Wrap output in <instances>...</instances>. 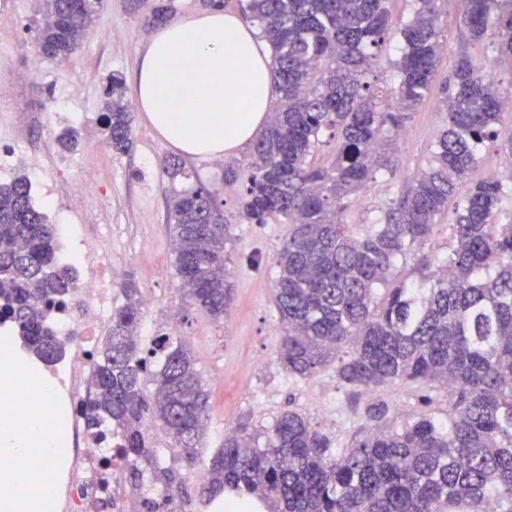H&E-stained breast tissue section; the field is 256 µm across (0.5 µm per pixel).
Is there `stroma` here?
<instances>
[{
  "label": "stroma",
  "mask_w": 512,
  "mask_h": 512,
  "mask_svg": "<svg viewBox=\"0 0 512 512\" xmlns=\"http://www.w3.org/2000/svg\"><path fill=\"white\" fill-rule=\"evenodd\" d=\"M9 5L19 24L0 27V70L14 72L30 108L17 109L0 99V141L23 128L22 144L38 162L30 171L32 200L61 223L82 225L112 253L115 284L133 282L141 295L151 296L141 322L143 340L177 327L196 361L211 395V411L202 455L216 450L225 426L249 424L263 428L284 411L306 414L336 448H348L364 426V410L371 398L387 401L391 414L405 420L418 412L412 389L384 387L376 394L358 395L338 387L336 373L326 369L310 380H294L277 363L281 328L273 305L275 274L271 265L287 232L277 222L245 224L238 217L242 181L225 177L221 160L190 158L187 168L215 190L231 224L228 268L235 284V299L224 321L214 322L190 308L177 287L174 253L168 232L170 184L160 165L174 150L153 131L142 113H135L134 144L129 153L113 152L102 140L99 116L108 78L115 73L132 80L139 50L147 38L139 16L127 0H112L90 28L77 52L67 61L41 59L36 73L22 66L33 54L30 25L38 20V0H0ZM78 87L77 98L40 112L35 103L51 93ZM448 122L439 92L410 112L396 138L399 162L395 176H381L355 200L347 219L374 222L380 208L397 196L404 180L424 168L436 136ZM78 131L82 144L64 151L57 138L65 130ZM94 176L99 190L82 207L70 196L75 181Z\"/></svg>",
  "instance_id": "stroma-1"
}]
</instances>
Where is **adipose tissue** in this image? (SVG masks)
<instances>
[{
  "label": "adipose tissue",
  "instance_id": "1",
  "mask_svg": "<svg viewBox=\"0 0 512 512\" xmlns=\"http://www.w3.org/2000/svg\"><path fill=\"white\" fill-rule=\"evenodd\" d=\"M134 98L156 134L192 158L234 156L273 108V71L257 31L221 10L155 28L140 50ZM38 430L0 419V456L49 457Z\"/></svg>",
  "mask_w": 512,
  "mask_h": 512
}]
</instances>
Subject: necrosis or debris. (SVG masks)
I'll use <instances>...</instances> for the list:
<instances>
[{
    "label": "necrosis or debris",
    "instance_id": "1",
    "mask_svg": "<svg viewBox=\"0 0 512 512\" xmlns=\"http://www.w3.org/2000/svg\"><path fill=\"white\" fill-rule=\"evenodd\" d=\"M58 241L61 256L82 272L52 316L68 346L50 363L23 359L14 326L0 321V411L23 416L41 410L40 424L58 450L49 488L36 492L42 512H127L123 472L109 463L120 439L95 436L82 414L92 354L112 310V255L73 224L59 225ZM45 380L53 389L46 403L36 390Z\"/></svg>",
    "mask_w": 512,
    "mask_h": 512
}]
</instances>
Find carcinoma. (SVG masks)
Segmentation results:
<instances>
[{"instance_id":"cac0c4a2","label":"carcinoma","mask_w":512,"mask_h":512,"mask_svg":"<svg viewBox=\"0 0 512 512\" xmlns=\"http://www.w3.org/2000/svg\"><path fill=\"white\" fill-rule=\"evenodd\" d=\"M106 2L41 0L43 20L33 29L39 56L68 60ZM390 2L236 0L270 47L277 104L250 160L228 169V178L245 183L240 218L288 225L272 260L285 373L309 380L334 364L337 383L353 392L449 389L448 419L428 410L398 425L388 403L375 400L342 451L296 410L262 429L241 424L206 461L198 491L206 506L237 497L267 512H512V210L502 208V181L477 175L485 143L512 157V124L503 125L508 96L490 75L512 60V0H456L464 46L442 88L448 126L427 166L376 222L351 224L353 195L377 174L397 171L396 137L431 91L443 48L448 0H411L406 19L393 17ZM170 12L167 0H155L145 22L152 28ZM395 32L403 41L400 81L389 96L369 75ZM487 38L495 55H472ZM132 123L125 82L114 74L100 117L113 151H131ZM323 146L331 161L317 166ZM164 169L180 185L168 225L180 290L221 321L235 293L223 204L182 162L167 160ZM30 191L25 174L0 183V320L13 322L28 349L49 362L61 350L51 305L74 274L60 263L57 229ZM450 212L448 252L437 262L423 249ZM411 256L420 279L400 281L399 265ZM122 294L94 354L96 395L84 416L98 434L121 435L127 483L164 488L159 499L148 491L140 512H181L179 472L160 462L145 421L159 422L192 460L209 395L182 338L159 336L142 348L139 290L127 283Z\"/></svg>"}]
</instances>
